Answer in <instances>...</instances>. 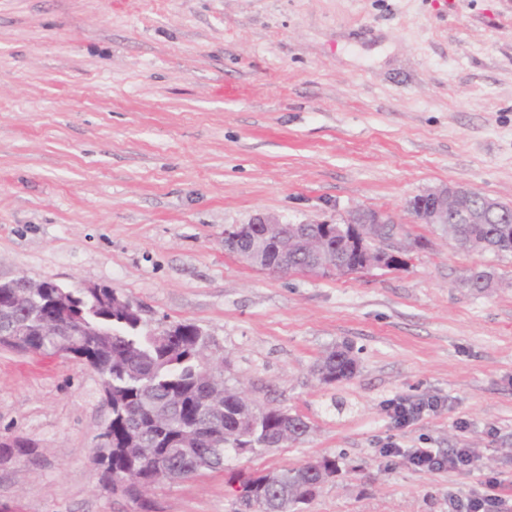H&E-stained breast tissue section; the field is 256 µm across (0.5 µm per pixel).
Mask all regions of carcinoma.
Segmentation results:
<instances>
[{"label": "carcinoma", "mask_w": 512, "mask_h": 512, "mask_svg": "<svg viewBox=\"0 0 512 512\" xmlns=\"http://www.w3.org/2000/svg\"><path fill=\"white\" fill-rule=\"evenodd\" d=\"M448 236L466 249L494 253L512 252V226L503 224H450ZM326 247L347 257L354 267L358 255L349 249L346 236L330 234ZM51 289L33 297L22 309H12L0 301V345L24 354H65L89 364L108 387V404L112 410V457L108 461L92 460L103 478L111 470L128 469L131 483L125 495L136 502L140 485L172 483L206 472L224 471L226 457L245 443L254 445L252 454L263 448L279 447L307 437L312 427L299 415H287L280 408L253 403L246 410L237 391L224 385V374H217V385L224 397L217 411L210 408L214 386L202 382L196 374L206 341L194 323L180 322L165 329L168 336L154 341L140 334L141 323L133 314L97 307L98 315L110 336L88 330L82 336H40L39 322L47 312L46 299ZM28 331L26 336H5L15 325ZM355 370L350 352L338 348L329 352L317 365L318 379L332 383L349 378ZM193 431L200 438V448L176 452L183 433ZM144 448L157 449L165 467L161 479L154 478L152 465L133 463L124 454L130 441ZM338 472L336 458L321 457V465L306 462L277 470L279 484L264 495L243 505L242 512H274L283 493L292 501L304 504L315 496L309 491L318 470Z\"/></svg>", "instance_id": "carcinoma-1"}]
</instances>
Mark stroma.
I'll list each match as a JSON object with an SVG mask.
<instances>
[{
    "label": "stroma",
    "instance_id": "stroma-1",
    "mask_svg": "<svg viewBox=\"0 0 512 512\" xmlns=\"http://www.w3.org/2000/svg\"><path fill=\"white\" fill-rule=\"evenodd\" d=\"M447 182L512 206V0H0V278L117 289L151 333L196 324L229 387L312 426L150 491L155 512H236L231 472L322 456L341 472L302 512H451L492 480L512 500V254L413 218ZM357 207L402 221V266L280 276L224 247L260 213ZM343 345L354 375L319 382ZM110 418L83 361L0 349V437L32 450L0 458V512H138L91 462ZM437 404L434 401H411L405 398L393 399L388 405V411L392 420L397 425H407L425 410L434 409ZM384 452L402 457L414 467L427 471L462 469L471 467L474 461L467 448H451L443 455H434L421 448H384Z\"/></svg>",
    "mask_w": 512,
    "mask_h": 512
}]
</instances>
